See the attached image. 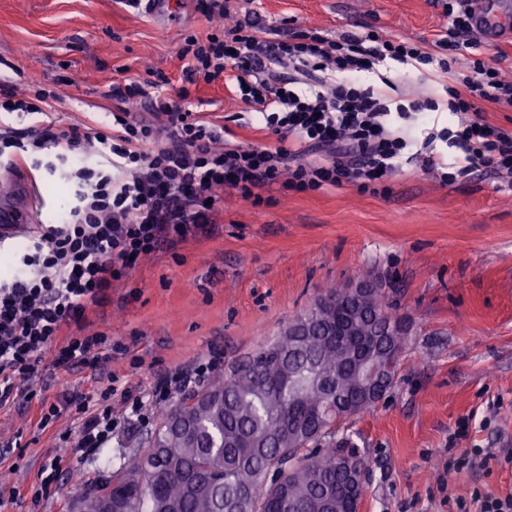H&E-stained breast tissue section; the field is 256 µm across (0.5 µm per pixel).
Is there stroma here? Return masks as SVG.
Returning a JSON list of instances; mask_svg holds the SVG:
<instances>
[{
	"mask_svg": "<svg viewBox=\"0 0 512 512\" xmlns=\"http://www.w3.org/2000/svg\"><path fill=\"white\" fill-rule=\"evenodd\" d=\"M448 2L224 0L231 16L277 39L293 28L333 36L369 28L425 45L445 31ZM209 31L198 0H171L152 14L119 0H0V79L54 91L50 120L108 124L110 91L160 71L168 94L188 88L193 111L226 121L229 140L270 144L266 131L233 122L243 106L223 80L183 85L184 40ZM219 208L207 233L163 243L96 306L84 331L123 346L111 364L121 382L137 394L212 357L227 370L318 295L367 276L402 317L405 340L386 398L337 431L365 472L362 512H451L449 497L475 486L512 493V462L472 479L448 473L449 449L512 448V189L502 178L482 170L446 184L411 165L377 194L353 183L277 185L254 200L225 192ZM99 378L88 368L42 375L51 400ZM467 417L469 431L458 435ZM75 427L66 409L42 432L16 407L0 408V482L19 490L0 512H65L76 470L110 475L147 432L116 431L97 463L73 462L33 499L56 433ZM15 437L20 447H7Z\"/></svg>",
	"mask_w": 512,
	"mask_h": 512,
	"instance_id": "35a3bbf8",
	"label": "stroma"
}]
</instances>
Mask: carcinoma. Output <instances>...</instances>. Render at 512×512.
I'll return each instance as SVG.
<instances>
[{
	"label": "carcinoma",
	"mask_w": 512,
	"mask_h": 512,
	"mask_svg": "<svg viewBox=\"0 0 512 512\" xmlns=\"http://www.w3.org/2000/svg\"><path fill=\"white\" fill-rule=\"evenodd\" d=\"M302 330L279 336L199 391L158 413L135 460L112 475L80 474L81 512H348L344 451L336 418L360 380L346 346L373 335L357 316L360 336H342L334 302ZM404 336L385 337L399 368Z\"/></svg>",
	"instance_id": "carcinoma-1"
}]
</instances>
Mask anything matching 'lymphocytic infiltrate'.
Masks as SVG:
<instances>
[{
  "label": "lymphocytic infiltrate",
  "mask_w": 512,
  "mask_h": 512,
  "mask_svg": "<svg viewBox=\"0 0 512 512\" xmlns=\"http://www.w3.org/2000/svg\"><path fill=\"white\" fill-rule=\"evenodd\" d=\"M231 31L228 41L216 33L186 38L180 52L186 77L224 78L246 107L236 120L257 118L274 145L225 139L222 124L186 108L187 89L174 97L165 93L168 79L162 74L114 90L112 122L103 127L0 123V165L20 160L37 172L60 171L73 188L55 223L28 225L14 273L0 280V407H26L35 410L40 428L53 424L59 410L38 386L45 368L109 364L122 347L108 336L82 333L90 308L99 305L112 281L162 242L206 232L217 222L227 190L249 199L256 189L275 184L306 191L347 182L375 194L417 158L444 182L481 167L512 175V131L487 122L480 109L484 102L512 106V76L479 58L463 70L449 59L450 51L473 43L467 11L451 15L430 50L375 31L332 38L297 30L274 40L239 20ZM388 60L429 66L430 77L447 80L456 128L432 130L421 150L412 151L408 124H423L437 104L419 98L395 104L399 86L387 77L380 85L367 84L365 74ZM55 99L44 89L29 97L0 84V112L43 115ZM134 102L146 118L133 115ZM159 118L167 130L163 137L155 125ZM438 140L455 149L453 160L434 149ZM213 367L208 361L191 374L163 376L146 399L113 376L93 390L68 393L65 402L76 416L79 438L60 434L41 487L57 483L63 461L97 456L118 427L144 424L147 401H165L188 377L204 380ZM116 397L128 408L120 418L112 414Z\"/></svg>",
  "instance_id": "obj_1"
}]
</instances>
